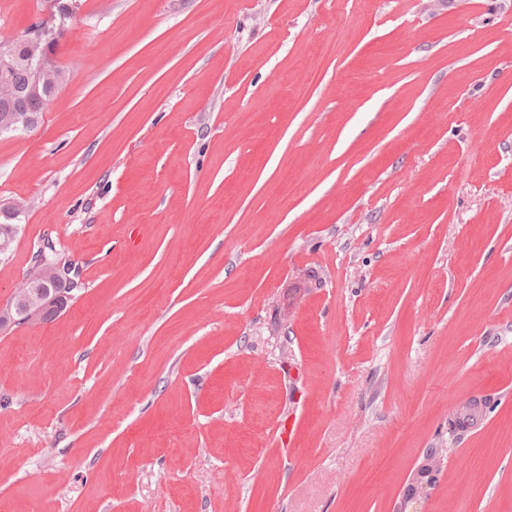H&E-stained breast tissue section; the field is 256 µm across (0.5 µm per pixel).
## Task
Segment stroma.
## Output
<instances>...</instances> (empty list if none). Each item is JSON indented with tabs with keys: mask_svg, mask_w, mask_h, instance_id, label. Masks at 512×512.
Listing matches in <instances>:
<instances>
[{
	"mask_svg": "<svg viewBox=\"0 0 512 512\" xmlns=\"http://www.w3.org/2000/svg\"><path fill=\"white\" fill-rule=\"evenodd\" d=\"M56 59L0 302L85 286L0 330V512H393L429 448L512 512V0H80ZM40 268L42 273L43 285L52 280H64L71 285H76V280L73 277L76 275V267L72 264H63L61 260L55 262H48L45 254L40 261ZM84 283L77 288H71L65 282H59L55 285L57 299L59 304L55 306L46 307L40 315L39 303H29V288L30 283L28 277L23 279L21 284L13 289L11 297L6 303L0 304V329L12 326H19L17 323L25 322L26 324H34L38 321L40 315V322H46L57 316L63 309H65L69 302L75 298L72 293L75 290L81 291ZM71 295V296H70Z\"/></svg>",
	"mask_w": 512,
	"mask_h": 512,
	"instance_id": "35a3bbf8",
	"label": "stroma"
}]
</instances>
